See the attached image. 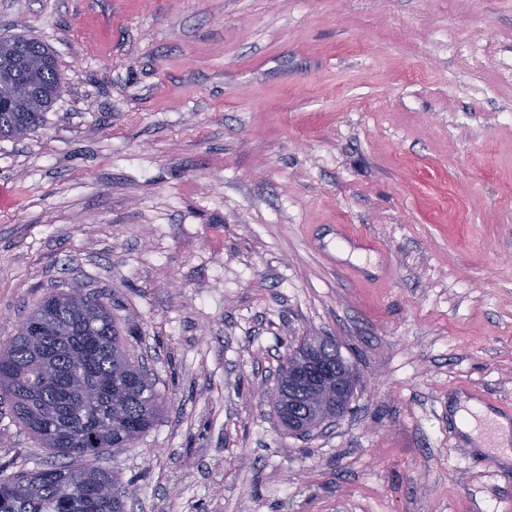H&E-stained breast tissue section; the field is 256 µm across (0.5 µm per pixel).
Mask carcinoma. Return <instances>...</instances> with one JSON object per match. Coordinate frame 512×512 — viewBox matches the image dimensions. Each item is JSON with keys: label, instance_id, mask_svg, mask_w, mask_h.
Returning a JSON list of instances; mask_svg holds the SVG:
<instances>
[{"label": "carcinoma", "instance_id": "cac0c4a2", "mask_svg": "<svg viewBox=\"0 0 512 512\" xmlns=\"http://www.w3.org/2000/svg\"><path fill=\"white\" fill-rule=\"evenodd\" d=\"M39 62L29 98H13L14 79L0 75V138L24 139L42 122L62 90L56 58L41 41L0 39V49ZM341 358L330 338L305 341ZM288 410L308 397L288 384ZM0 397L19 423L50 453L78 464L35 472L0 468V512H127L130 493L119 477L87 464L107 448L132 447L155 424L163 398L145 366L131 356L112 318V305L78 288L50 292L0 341Z\"/></svg>", "mask_w": 512, "mask_h": 512}]
</instances>
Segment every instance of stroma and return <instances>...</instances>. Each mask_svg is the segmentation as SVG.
<instances>
[{
	"mask_svg": "<svg viewBox=\"0 0 512 512\" xmlns=\"http://www.w3.org/2000/svg\"><path fill=\"white\" fill-rule=\"evenodd\" d=\"M63 90L0 139V338L53 288L112 315L166 404L98 466L130 512H506L512 0H0ZM306 336L356 375L288 432ZM0 404V467L54 464ZM353 371L345 367L338 376H336V416L345 411L349 396L353 388ZM460 404L461 408L456 409V405L453 404H451L450 407L451 411L454 410L453 418L456 425L463 432L470 435L476 444L483 446L484 439L480 436L478 420H480L482 424L488 422L493 423L496 428L494 443L507 459L511 438L509 417L500 415L496 411L474 401L461 402ZM463 405L466 406L467 409H463ZM463 417H467L468 421L464 422Z\"/></svg>",
	"mask_w": 512,
	"mask_h": 512,
	"instance_id": "1",
	"label": "stroma"
}]
</instances>
